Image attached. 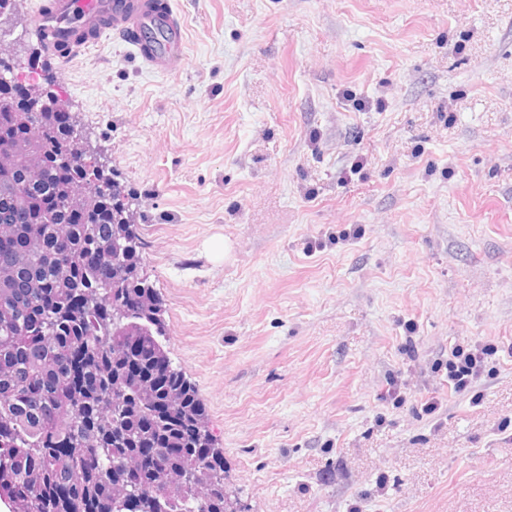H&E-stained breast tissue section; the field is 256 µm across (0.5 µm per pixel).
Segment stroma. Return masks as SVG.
I'll use <instances>...</instances> for the list:
<instances>
[{
    "label": "stroma",
    "instance_id": "obj_1",
    "mask_svg": "<svg viewBox=\"0 0 512 512\" xmlns=\"http://www.w3.org/2000/svg\"><path fill=\"white\" fill-rule=\"evenodd\" d=\"M172 4L170 74L110 35L62 65L37 0L0 52L38 56L121 184L228 494L512 512V0ZM457 341L502 349L475 401L448 391Z\"/></svg>",
    "mask_w": 512,
    "mask_h": 512
}]
</instances>
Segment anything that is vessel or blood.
Wrapping results in <instances>:
<instances>
[{
    "mask_svg": "<svg viewBox=\"0 0 512 512\" xmlns=\"http://www.w3.org/2000/svg\"><path fill=\"white\" fill-rule=\"evenodd\" d=\"M106 31L129 44L150 72L172 73L185 63L183 23L171 0H40L35 8L36 38L62 61Z\"/></svg>",
    "mask_w": 512,
    "mask_h": 512,
    "instance_id": "1",
    "label": "vessel or blood"
}]
</instances>
